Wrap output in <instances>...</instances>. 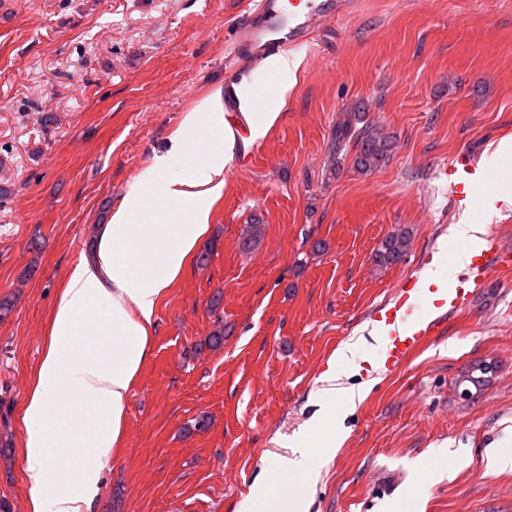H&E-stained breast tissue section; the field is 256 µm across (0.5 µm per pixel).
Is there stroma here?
<instances>
[{
  "instance_id": "stroma-1",
  "label": "stroma",
  "mask_w": 512,
  "mask_h": 512,
  "mask_svg": "<svg viewBox=\"0 0 512 512\" xmlns=\"http://www.w3.org/2000/svg\"><path fill=\"white\" fill-rule=\"evenodd\" d=\"M246 16L247 0H0V296L14 300L0 321V499L11 512L31 497L20 413L69 271L185 113L223 87L226 65L258 105L277 95L268 66L234 56ZM290 54L296 84L277 120L224 171L199 243L207 267L189 265L156 307L95 512H238L270 475L298 486L275 460L302 433L309 512H512V469L486 461L512 448V204L465 211L449 176L466 152L487 190L512 185V163L493 156L512 136V0H356ZM359 102L394 142L368 173L352 150L330 151ZM466 214L494 241L490 273L406 364L370 379L353 412L337 410L346 439L325 447L327 427L311 423L337 349L359 336L357 361L377 357L363 337L371 313ZM256 223L259 243L242 250ZM400 228L406 256L374 268ZM219 325L223 345L206 348ZM479 358L496 372L463 400L457 376ZM201 414L208 429L187 432ZM436 448L453 469L428 481Z\"/></svg>"
}]
</instances>
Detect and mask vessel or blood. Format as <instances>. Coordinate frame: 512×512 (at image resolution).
Segmentation results:
<instances>
[{"instance_id": "obj_1", "label": "vessel or blood", "mask_w": 512, "mask_h": 512, "mask_svg": "<svg viewBox=\"0 0 512 512\" xmlns=\"http://www.w3.org/2000/svg\"><path fill=\"white\" fill-rule=\"evenodd\" d=\"M249 19L238 50L252 64L277 55L286 49L314 41L320 21L346 13L350 0H249ZM236 76L224 80V116L228 129L236 140L247 138L249 125L242 116L243 105ZM471 168L469 154L458 155L453 171V183L460 199L480 206L485 192L482 185L472 184L468 178ZM491 268L488 252L473 257L449 286L436 284L420 287L418 277H411L397 290L393 300L375 314L387 336V342L376 360V367L393 371L409 361L429 339L433 326L429 316L446 308L460 309L469 302V286L477 278L486 276Z\"/></svg>"}]
</instances>
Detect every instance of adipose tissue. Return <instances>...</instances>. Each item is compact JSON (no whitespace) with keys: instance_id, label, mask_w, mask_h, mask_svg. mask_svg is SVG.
Returning <instances> with one entry per match:
<instances>
[{"instance_id":"adipose-tissue-1","label":"adipose tissue","mask_w":512,"mask_h":512,"mask_svg":"<svg viewBox=\"0 0 512 512\" xmlns=\"http://www.w3.org/2000/svg\"><path fill=\"white\" fill-rule=\"evenodd\" d=\"M234 142L218 99L190 109L166 150L100 225L92 259L70 272L52 311L41 363L20 423L28 512H94L101 475L119 442L131 386L149 355L155 308L188 267L224 193ZM485 225H453L468 246L448 264L424 270L426 283L453 281L485 244ZM357 343L337 349L321 389L355 404L337 369L359 372Z\"/></svg>"}]
</instances>
